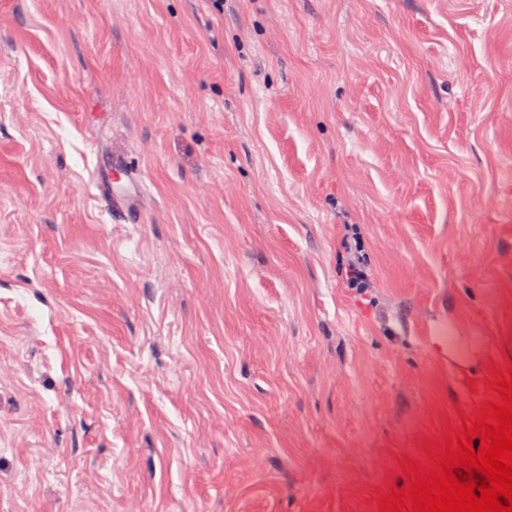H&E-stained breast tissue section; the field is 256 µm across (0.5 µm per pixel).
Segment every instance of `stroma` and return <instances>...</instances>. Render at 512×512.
I'll list each match as a JSON object with an SVG mask.
<instances>
[{
	"label": "stroma",
	"instance_id": "stroma-1",
	"mask_svg": "<svg viewBox=\"0 0 512 512\" xmlns=\"http://www.w3.org/2000/svg\"><path fill=\"white\" fill-rule=\"evenodd\" d=\"M511 365L512 0H0V512H379ZM103 191L110 196L112 213L119 218L136 214L144 191L140 173L129 166L125 158L112 157V172L104 175L98 168Z\"/></svg>",
	"mask_w": 512,
	"mask_h": 512
}]
</instances>
